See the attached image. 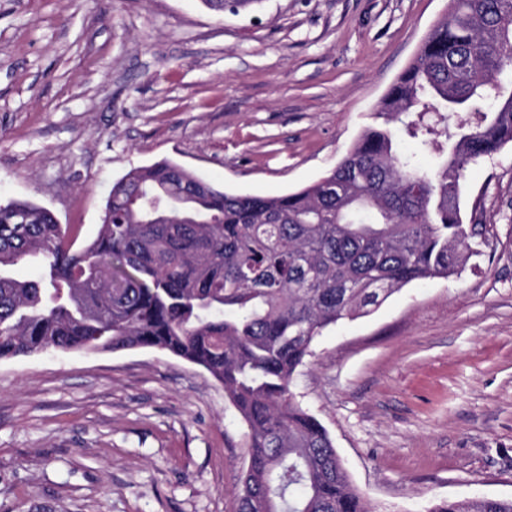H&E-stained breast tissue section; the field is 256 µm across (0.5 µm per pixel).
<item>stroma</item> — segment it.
Here are the masks:
<instances>
[{"instance_id":"obj_1","label":"stroma","mask_w":512,"mask_h":512,"mask_svg":"<svg viewBox=\"0 0 512 512\" xmlns=\"http://www.w3.org/2000/svg\"><path fill=\"white\" fill-rule=\"evenodd\" d=\"M448 0H0V203L96 236L130 169L296 191L373 120ZM487 240L323 331L292 389L374 512L512 499V143L464 173ZM223 387L154 349L0 360V512H234Z\"/></svg>"}]
</instances>
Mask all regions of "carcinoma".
I'll use <instances>...</instances> for the list:
<instances>
[{
	"mask_svg": "<svg viewBox=\"0 0 512 512\" xmlns=\"http://www.w3.org/2000/svg\"><path fill=\"white\" fill-rule=\"evenodd\" d=\"M202 2L222 12L253 0ZM509 67L512 0H448L377 110L382 121L301 190H220L163 161L112 186L89 240L34 203L1 204L0 359L169 353L220 382L244 425L236 512H372L292 380L325 328L481 255L462 179L512 143ZM404 137L435 150L433 165L402 152ZM24 260L38 279L15 277ZM427 512H512V499Z\"/></svg>",
	"mask_w": 512,
	"mask_h": 512,
	"instance_id": "obj_1",
	"label": "carcinoma"
}]
</instances>
